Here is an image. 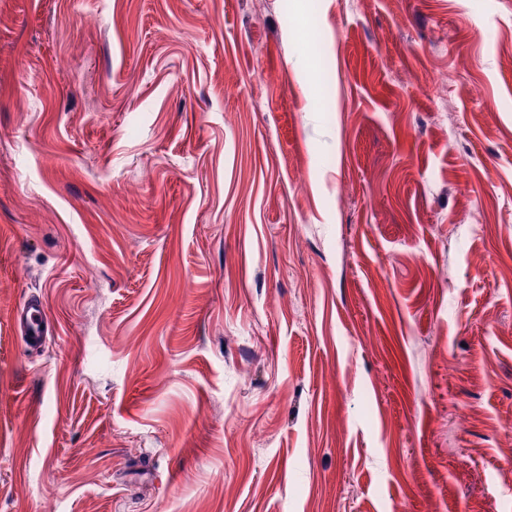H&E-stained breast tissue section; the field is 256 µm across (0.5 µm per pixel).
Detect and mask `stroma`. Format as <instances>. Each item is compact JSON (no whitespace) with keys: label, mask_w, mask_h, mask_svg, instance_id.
I'll use <instances>...</instances> for the list:
<instances>
[{"label":"stroma","mask_w":512,"mask_h":512,"mask_svg":"<svg viewBox=\"0 0 512 512\" xmlns=\"http://www.w3.org/2000/svg\"><path fill=\"white\" fill-rule=\"evenodd\" d=\"M48 499L512 512V0H0V512ZM19 339L25 347L41 349L49 340L50 323L40 300L29 299L20 307L16 315Z\"/></svg>","instance_id":"1"}]
</instances>
